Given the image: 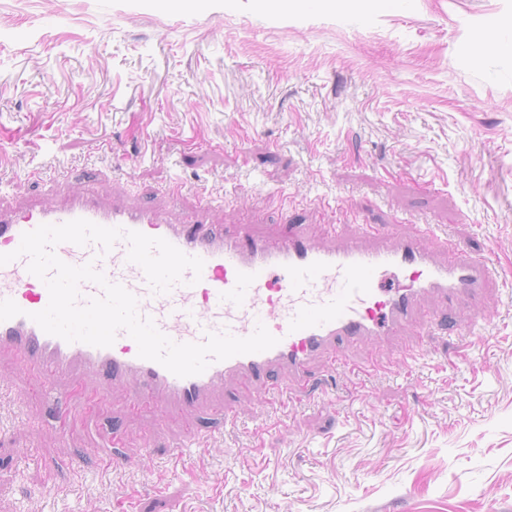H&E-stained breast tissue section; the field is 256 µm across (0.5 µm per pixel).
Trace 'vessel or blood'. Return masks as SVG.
Returning <instances> with one entry per match:
<instances>
[{"label":"vessel or blood","instance_id":"vessel-or-blood-1","mask_svg":"<svg viewBox=\"0 0 512 512\" xmlns=\"http://www.w3.org/2000/svg\"><path fill=\"white\" fill-rule=\"evenodd\" d=\"M208 210L199 205L193 220L173 224L155 207L106 204L87 190L61 206L0 213V254L15 251L23 234L40 225L85 219L166 239L201 258L200 281L187 271L183 283L156 294L142 268L128 261L126 240L106 253L95 244L64 242L54 248L63 262L93 263L108 281L125 287L137 298L140 315L151 318L174 342H201L207 334L221 332L244 338L260 324L278 339L269 350L215 361L188 377L140 358L136 342L123 331L109 347L69 343L32 320V313L47 306L49 292L28 271V257H19L0 266V300H13L21 310L0 322V357L27 375L30 391L55 397L64 428L89 426L94 408L108 402L116 385L127 393L126 416L150 411L162 422L174 410L203 411L230 426L234 418L224 405L225 383L284 398L308 387L316 367L328 374L340 368L373 371L379 366L376 357L356 361L348 351L379 336L396 339L392 365L406 367L437 320L435 312L423 307L424 296H437L449 306L461 297L480 299L493 285L485 263L427 226L397 235L385 224H362L355 244L349 245L343 225L329 224L325 234L332 244L319 247L297 225L287 223L258 236L246 224L209 223ZM61 380L80 389L83 402L59 395L56 384ZM185 435L186 442L172 444L168 452L172 469L184 467L189 445L198 442L194 425H187ZM119 445L115 439L104 449L100 473L131 466Z\"/></svg>","mask_w":512,"mask_h":512}]
</instances>
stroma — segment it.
<instances>
[{
	"label": "stroma",
	"instance_id": "obj_1",
	"mask_svg": "<svg viewBox=\"0 0 512 512\" xmlns=\"http://www.w3.org/2000/svg\"><path fill=\"white\" fill-rule=\"evenodd\" d=\"M88 188L174 223L204 200L260 234L285 211L317 243L332 197L362 224L435 225L495 286L408 375L340 369L274 414L225 385L236 425L176 476L182 414L124 418L116 386L63 437L2 360L0 512H512V0H0V204ZM115 434L138 465L93 477Z\"/></svg>",
	"mask_w": 512,
	"mask_h": 512
}]
</instances>
